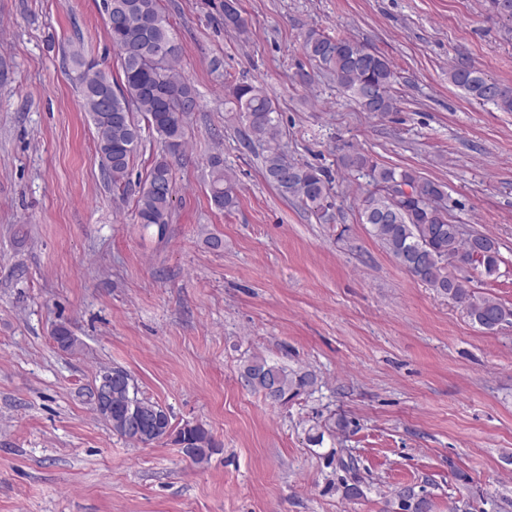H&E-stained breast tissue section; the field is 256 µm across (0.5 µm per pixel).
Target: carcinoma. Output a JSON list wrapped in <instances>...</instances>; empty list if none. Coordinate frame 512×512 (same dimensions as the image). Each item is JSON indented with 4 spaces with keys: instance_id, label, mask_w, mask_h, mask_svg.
<instances>
[{
    "instance_id": "1",
    "label": "carcinoma",
    "mask_w": 512,
    "mask_h": 512,
    "mask_svg": "<svg viewBox=\"0 0 512 512\" xmlns=\"http://www.w3.org/2000/svg\"><path fill=\"white\" fill-rule=\"evenodd\" d=\"M103 4L123 80L115 82L101 63L74 52L83 107L96 131L102 174L114 191L130 185V165L142 144L140 122L157 134L162 153L139 184L136 216L143 228L155 226L161 234L169 223L174 191L168 156L182 150L186 119L197 108V93L173 74L172 64L181 47L160 0H103ZM302 50L362 111L383 114L396 110L397 99L392 92L396 75L385 55L316 28L304 34ZM448 81L475 101L512 112V84L494 80L468 65L451 69ZM231 96L252 138L266 146V180L283 198L299 202L322 222H330L333 216L328 181L320 170L288 159L280 142L279 117L272 99L249 83L235 85ZM340 163L369 178L373 190L362 199L359 221L370 226L373 236L411 276L459 303L471 321L486 330L512 324L511 305L476 293L464 280L452 282L448 278V259L452 257L466 260L475 252L481 253L484 264L478 269L488 277L496 275L503 258L494 237L479 232L464 236L459 225L448 221L447 209L442 205L447 196L444 184L411 169L380 166L361 153L344 155ZM210 168L211 200L218 209L230 212L237 207L238 197L234 184L224 175V161L214 156ZM51 335L65 353L82 350L79 339L64 325L56 326ZM241 378L246 387L262 394L272 405L286 404L316 384L313 374L271 364L260 356L243 364ZM89 398L112 433L121 438L144 446L172 442L196 464L219 451L203 424L174 426L169 412L145 397L131 376L125 384L112 386V413L101 409L92 389ZM135 407L149 415L148 429L139 435L130 432L126 422L127 411ZM398 507L401 512H430L431 504L424 497L406 492Z\"/></svg>"
}]
</instances>
